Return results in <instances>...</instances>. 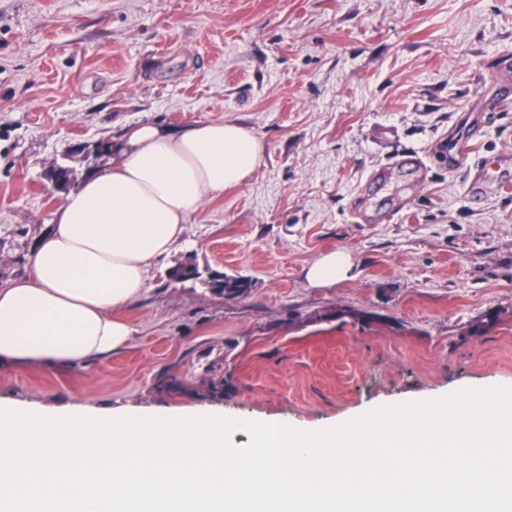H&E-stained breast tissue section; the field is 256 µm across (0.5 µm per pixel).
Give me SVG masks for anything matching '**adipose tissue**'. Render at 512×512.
I'll return each mask as SVG.
<instances>
[{
	"label": "adipose tissue",
	"mask_w": 512,
	"mask_h": 512,
	"mask_svg": "<svg viewBox=\"0 0 512 512\" xmlns=\"http://www.w3.org/2000/svg\"><path fill=\"white\" fill-rule=\"evenodd\" d=\"M112 162L70 191L28 256L27 276L0 288V368L66 367L106 358L133 334L122 310L143 296L150 270L181 241L201 203L241 186L265 145L235 120L178 133L127 128ZM345 251L306 270L309 286L349 279Z\"/></svg>",
	"instance_id": "1"
}]
</instances>
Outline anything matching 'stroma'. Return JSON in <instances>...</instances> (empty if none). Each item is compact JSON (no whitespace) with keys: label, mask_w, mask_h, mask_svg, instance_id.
<instances>
[{"label":"stroma","mask_w":512,"mask_h":512,"mask_svg":"<svg viewBox=\"0 0 512 512\" xmlns=\"http://www.w3.org/2000/svg\"><path fill=\"white\" fill-rule=\"evenodd\" d=\"M220 118L253 127L263 160L150 272L129 343L1 369V398L316 427L512 386V184L467 191L485 162L512 170V0H0V287L62 203L47 171L86 177L76 145ZM462 137L474 150L449 170ZM337 249L351 278L309 287ZM190 263L251 289L172 278ZM347 305L389 324L335 319ZM489 309L499 323L467 336ZM213 294H218L227 300H234L248 294L250 281L243 277H228L224 274L210 275L201 280Z\"/></svg>","instance_id":"1"}]
</instances>
